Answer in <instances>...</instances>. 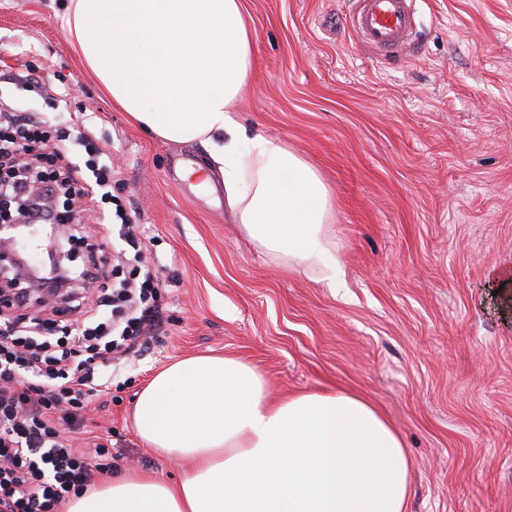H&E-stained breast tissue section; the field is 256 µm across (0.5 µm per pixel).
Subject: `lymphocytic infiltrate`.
<instances>
[{"mask_svg":"<svg viewBox=\"0 0 512 512\" xmlns=\"http://www.w3.org/2000/svg\"><path fill=\"white\" fill-rule=\"evenodd\" d=\"M62 115L19 114L0 102V191L27 201L26 218H49L46 200L63 207L112 197V159L95 149L83 121L61 132L52 153L37 152ZM109 236L88 245L81 279L99 285L95 303L69 298L52 317L26 316V289L0 302V512H58L103 472V444L72 447L62 428L77 429L112 365L162 327L159 280L147 265L137 276L109 269Z\"/></svg>","mask_w":512,"mask_h":512,"instance_id":"lymphocytic-infiltrate-1","label":"lymphocytic infiltrate"}]
</instances>
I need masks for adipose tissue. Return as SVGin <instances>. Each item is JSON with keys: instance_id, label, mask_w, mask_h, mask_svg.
I'll return each mask as SVG.
<instances>
[{"instance_id": "ef3b65f1", "label": "adipose tissue", "mask_w": 512, "mask_h": 512, "mask_svg": "<svg viewBox=\"0 0 512 512\" xmlns=\"http://www.w3.org/2000/svg\"><path fill=\"white\" fill-rule=\"evenodd\" d=\"M83 63L146 133L199 143L229 207L262 250L327 287L343 269L329 233L332 203L317 171L232 112L256 66L242 0H62ZM137 432L181 464L116 475L63 512H406L412 463L374 405L346 393L272 398L267 380L228 356H192L139 393Z\"/></svg>"}]
</instances>
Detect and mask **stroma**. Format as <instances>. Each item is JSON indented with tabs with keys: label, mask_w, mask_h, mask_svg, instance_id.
I'll use <instances>...</instances> for the list:
<instances>
[{
	"label": "stroma",
	"mask_w": 512,
	"mask_h": 512,
	"mask_svg": "<svg viewBox=\"0 0 512 512\" xmlns=\"http://www.w3.org/2000/svg\"><path fill=\"white\" fill-rule=\"evenodd\" d=\"M256 70L236 119L285 141L330 190L344 271L259 249L235 223L200 145L158 140L113 107L49 0H0V82L20 108L83 119L112 155L164 284L165 333L95 397L84 431L111 437L116 471L181 466L136 434V394L181 358L228 355L274 396L342 390L372 401L412 461L407 512H512V311L493 270L512 268V0H416L414 47H358L355 0H243Z\"/></svg>",
	"instance_id": "obj_1"
}]
</instances>
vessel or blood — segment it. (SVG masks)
Listing matches in <instances>:
<instances>
[{
    "mask_svg": "<svg viewBox=\"0 0 512 512\" xmlns=\"http://www.w3.org/2000/svg\"><path fill=\"white\" fill-rule=\"evenodd\" d=\"M353 34L368 50L397 55L410 47L414 34L413 0H357Z\"/></svg>",
    "mask_w": 512,
    "mask_h": 512,
    "instance_id": "vessel-or-blood-1",
    "label": "vessel or blood"
}]
</instances>
